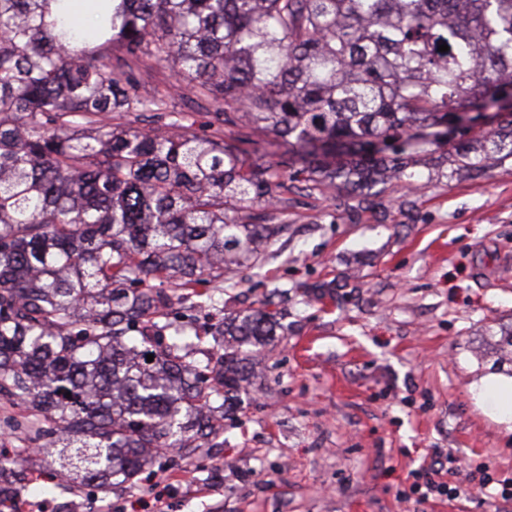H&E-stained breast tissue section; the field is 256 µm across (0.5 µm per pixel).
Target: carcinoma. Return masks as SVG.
Listing matches in <instances>:
<instances>
[{
    "mask_svg": "<svg viewBox=\"0 0 512 512\" xmlns=\"http://www.w3.org/2000/svg\"><path fill=\"white\" fill-rule=\"evenodd\" d=\"M49 2L0 0V399L67 460L66 492L215 446L278 323L252 308L202 336L170 309L195 288L216 307L208 289L284 231L265 208L288 183L370 205L421 181L416 139L453 173L512 158V118L461 123L512 100V0H101L80 29ZM162 69L211 135L112 124L171 111L140 82ZM241 125L285 147L289 176L224 142ZM448 125L459 139H429ZM1 474L0 504L25 460L0 452Z\"/></svg>",
    "mask_w": 512,
    "mask_h": 512,
    "instance_id": "carcinoma-1",
    "label": "carcinoma"
}]
</instances>
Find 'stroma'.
Segmentation results:
<instances>
[{"label":"stroma","instance_id":"1","mask_svg":"<svg viewBox=\"0 0 512 512\" xmlns=\"http://www.w3.org/2000/svg\"><path fill=\"white\" fill-rule=\"evenodd\" d=\"M391 182L371 211L335 189L270 204L288 230L224 280V309L266 307L286 327L256 358L224 445L158 456L150 481L59 493V464L0 400V448L23 451V512H512L481 471L512 479V427L474 387L512 375L488 336L512 325V162L484 174ZM467 463L457 501L424 498L437 452Z\"/></svg>","mask_w":512,"mask_h":512}]
</instances>
